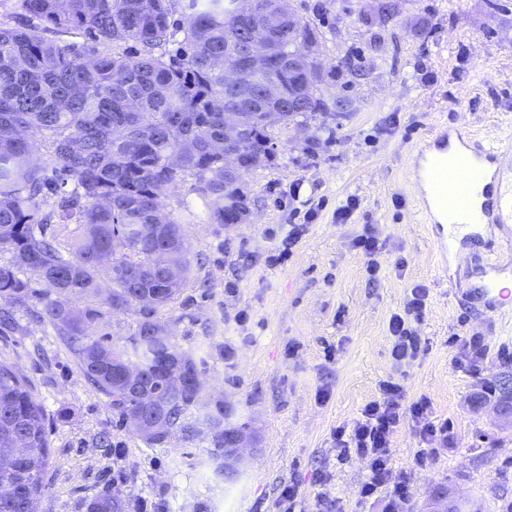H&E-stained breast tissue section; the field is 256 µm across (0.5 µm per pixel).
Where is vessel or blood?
Wrapping results in <instances>:
<instances>
[{
    "label": "vessel or blood",
    "mask_w": 512,
    "mask_h": 512,
    "mask_svg": "<svg viewBox=\"0 0 512 512\" xmlns=\"http://www.w3.org/2000/svg\"><path fill=\"white\" fill-rule=\"evenodd\" d=\"M451 138L440 131L417 149L413 184L418 211L430 224L440 253H447L453 241L474 236L477 226L493 224L505 229L512 225V153L499 145L460 141L463 154L457 165L469 176L470 184H482L480 207L452 201L448 194V165L442 162ZM475 293L486 312L495 313L512 306V287L499 279L483 282Z\"/></svg>",
    "instance_id": "b4317fda"
}]
</instances>
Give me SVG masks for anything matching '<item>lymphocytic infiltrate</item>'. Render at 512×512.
<instances>
[{"label":"lymphocytic infiltrate","instance_id":"lymphocytic-infiltrate-1","mask_svg":"<svg viewBox=\"0 0 512 512\" xmlns=\"http://www.w3.org/2000/svg\"><path fill=\"white\" fill-rule=\"evenodd\" d=\"M380 391V399L368 403L353 425L336 428L334 440L339 457H354L366 465L365 479L359 489L361 498L381 496L385 499V512H407L411 491L406 477L391 467L392 436L405 418H412L420 428L424 444L418 456L424 459L429 456L431 445L447 443L448 428L430 419L426 398L403 404L402 386L390 380L381 383Z\"/></svg>","mask_w":512,"mask_h":512}]
</instances>
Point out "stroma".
Returning a JSON list of instances; mask_svg holds the SVG:
<instances>
[{
  "instance_id": "stroma-1",
  "label": "stroma",
  "mask_w": 512,
  "mask_h": 512,
  "mask_svg": "<svg viewBox=\"0 0 512 512\" xmlns=\"http://www.w3.org/2000/svg\"><path fill=\"white\" fill-rule=\"evenodd\" d=\"M370 2L293 0L322 33L320 60L333 74L322 97L347 107L277 131L275 162L247 177L250 223H210L189 177L164 199L201 262L156 317L201 361L206 394L251 420L253 457L228 480L205 436L147 445L87 384L64 335L39 318L55 293L35 281L25 303L0 300L11 313L0 361L47 413V489L37 512H85L105 490L124 496L128 512H278L289 484L300 488L297 512H382L381 502L360 498L365 464L340 459L332 432L358 419L390 378L405 402L426 398L431 417L448 425L447 445L423 461L412 421L392 438L391 464L411 486L409 512H428L438 491L462 512H512V419L496 412L512 381V309L490 315L466 299L488 264L512 267V245L488 227L465 246L468 264L452 256L440 268L410 183L420 141L444 127L512 150V0H403L397 16L372 26L359 14ZM350 195L358 207L336 223ZM308 209L317 218L291 257L270 265ZM368 227L386 242L374 278L351 246ZM417 285L428 290L411 323L422 351L400 367L388 322ZM476 345L486 354L475 360Z\"/></svg>"
}]
</instances>
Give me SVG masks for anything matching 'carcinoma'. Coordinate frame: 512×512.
Returning <instances> with one entry per match:
<instances>
[{
  "mask_svg": "<svg viewBox=\"0 0 512 512\" xmlns=\"http://www.w3.org/2000/svg\"><path fill=\"white\" fill-rule=\"evenodd\" d=\"M22 21H0V246L12 261L0 265V298H29L27 272L61 295L81 301L101 294L107 310L48 301L40 317L59 328L77 351L87 382L110 399L121 416H139L162 429L141 432L158 445L181 432L188 440L206 428L208 453L226 478L238 475L226 441L249 424L207 399L185 376L200 373L195 358L171 339L155 318L173 303L193 275L194 259L183 225L161 216L168 186L180 174L195 179L213 224H242L251 198L245 177L277 157L278 129L302 126L325 110L316 95L325 81L312 70L308 96L303 75L288 61L314 52L319 29L302 22L307 42L288 34V0H255L256 13L279 17L259 30L238 0H18ZM399 12L373 0L360 14L386 23ZM82 34L92 43L49 39ZM265 43L269 70L251 67L247 47ZM139 45L133 54L101 53L99 43ZM239 75L224 80V64ZM275 75L283 99L260 89ZM253 103L245 113L252 138L251 162L224 177V112ZM47 135L57 163L52 174L34 162L30 134ZM54 196V209L42 203ZM77 234L59 239L69 225ZM141 303L143 318L125 341L95 339L88 328L116 311ZM143 373L139 387L124 382L128 368ZM48 437L45 411L17 371L0 363V512H29L28 502L46 489ZM86 512H126L118 494L101 493Z\"/></svg>",
  "mask_w": 512,
  "mask_h": 512,
  "instance_id": "obj_1",
  "label": "carcinoma"
}]
</instances>
